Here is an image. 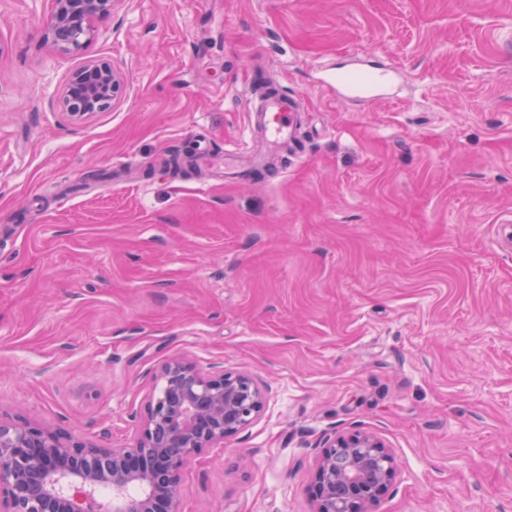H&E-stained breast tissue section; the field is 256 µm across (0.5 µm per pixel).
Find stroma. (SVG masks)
Listing matches in <instances>:
<instances>
[{
    "label": "stroma",
    "mask_w": 512,
    "mask_h": 512,
    "mask_svg": "<svg viewBox=\"0 0 512 512\" xmlns=\"http://www.w3.org/2000/svg\"><path fill=\"white\" fill-rule=\"evenodd\" d=\"M0 0V411L135 444L181 357L261 415L179 475L180 512H313L326 437L397 476L369 512H512V0H119L78 55ZM124 91L71 122L72 71ZM393 69L348 98L336 74ZM303 155L226 179L256 71ZM123 88L124 78L110 62L91 60L68 76L57 105L72 120L82 121L111 108Z\"/></svg>",
    "instance_id": "35a3bbf8"
}]
</instances>
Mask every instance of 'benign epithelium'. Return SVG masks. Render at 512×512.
I'll return each mask as SVG.
<instances>
[{"label":"benign epithelium","instance_id":"benign-epithelium-1","mask_svg":"<svg viewBox=\"0 0 512 512\" xmlns=\"http://www.w3.org/2000/svg\"><path fill=\"white\" fill-rule=\"evenodd\" d=\"M117 2L55 0L45 36L59 51L78 54L94 36L95 19ZM123 88L110 62L91 60L68 76L57 105L82 121L111 108ZM160 380L131 448H97L0 416V512H94L101 488L112 492L103 512H179L181 469L249 426L264 398L246 373L205 375L182 358L168 360ZM395 477L394 457L376 435L329 437L316 462L314 512H366ZM132 486L139 495H129Z\"/></svg>","mask_w":512,"mask_h":512}]
</instances>
